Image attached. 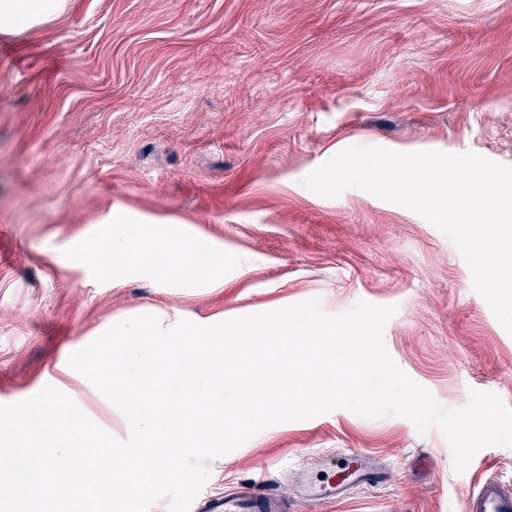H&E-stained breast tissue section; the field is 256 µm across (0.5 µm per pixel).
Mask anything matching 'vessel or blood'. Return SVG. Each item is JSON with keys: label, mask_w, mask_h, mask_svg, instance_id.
<instances>
[{"label": "vessel or blood", "mask_w": 512, "mask_h": 512, "mask_svg": "<svg viewBox=\"0 0 512 512\" xmlns=\"http://www.w3.org/2000/svg\"><path fill=\"white\" fill-rule=\"evenodd\" d=\"M387 471L373 453L348 449L322 467L321 475L298 472L293 481L298 498L311 503L341 501L356 490L385 482ZM287 498L274 493L236 490L213 503V512H288ZM467 512H512V492L493 477L485 479L469 497Z\"/></svg>", "instance_id": "b4317fda"}]
</instances>
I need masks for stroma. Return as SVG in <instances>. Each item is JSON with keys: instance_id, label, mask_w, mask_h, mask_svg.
I'll list each match as a JSON object with an SVG mask.
<instances>
[{"instance_id": "1", "label": "stroma", "mask_w": 512, "mask_h": 512, "mask_svg": "<svg viewBox=\"0 0 512 512\" xmlns=\"http://www.w3.org/2000/svg\"><path fill=\"white\" fill-rule=\"evenodd\" d=\"M350 146L512 166V0H68L0 35V405L50 384L128 440L74 351L138 315L212 325L317 298L396 306L388 353L440 405L512 406V333L452 242L364 190L301 186ZM147 228L207 243L216 269L100 263ZM339 449L377 453L387 485L291 512H465L481 477L512 487V447L458 473L440 430L339 408L215 460L190 512L262 477L289 491L288 466Z\"/></svg>"}]
</instances>
